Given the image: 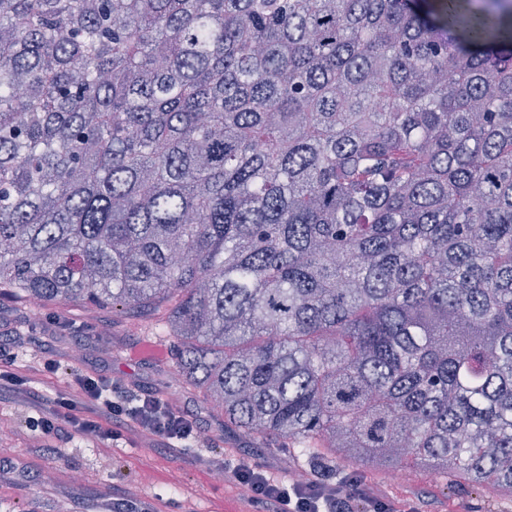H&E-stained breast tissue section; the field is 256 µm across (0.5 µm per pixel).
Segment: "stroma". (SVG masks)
Returning <instances> with one entry per match:
<instances>
[{"label": "stroma", "mask_w": 512, "mask_h": 512, "mask_svg": "<svg viewBox=\"0 0 512 512\" xmlns=\"http://www.w3.org/2000/svg\"><path fill=\"white\" fill-rule=\"evenodd\" d=\"M90 325L79 343L61 338L54 320ZM31 331L40 348L56 354L80 351V369L109 378L137 383L142 390L174 397L176 406L193 410L204 430L198 446L173 456L162 448L143 445L106 450L90 441H64L62 455L34 454V442L25 429L21 407L0 399V456L13 460L15 468L0 477V512H97L111 499L113 487L163 498L164 502L191 501L194 512H248L246 489L233 482L215 483L195 462L197 453L219 448L233 460L257 461L284 477L298 463L288 450L265 447L226 431L224 418L213 411L196 391L173 384L171 362L132 358L131 351L143 342L170 347L168 337L156 336L147 325L130 326L115 320L111 311L87 312L79 307L60 309L33 306L0 298V337L15 331ZM379 490L399 497L416 496L422 512H512V499L493 485L476 490L431 481L425 468H411L407 480L397 482L389 474L359 469Z\"/></svg>", "instance_id": "obj_1"}]
</instances>
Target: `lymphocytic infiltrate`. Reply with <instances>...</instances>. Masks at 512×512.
<instances>
[{"mask_svg": "<svg viewBox=\"0 0 512 512\" xmlns=\"http://www.w3.org/2000/svg\"><path fill=\"white\" fill-rule=\"evenodd\" d=\"M15 362V354L0 349V394H8L30 409L26 427L40 451L60 453L57 438L80 437L101 448L144 440L176 455L200 439L194 413L173 409L162 395L138 393L98 375L78 374L64 393L48 400L37 385L43 377L59 371V362L40 358L38 369L25 374L15 372ZM198 464L213 474H230L246 487L252 512H421L419 498L397 501L354 477L333 483L315 475L302 481H282L260 463L230 465L218 450L199 455Z\"/></svg>", "mask_w": 512, "mask_h": 512, "instance_id": "lymphocytic-infiltrate-1", "label": "lymphocytic infiltrate"}]
</instances>
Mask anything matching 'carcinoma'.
Instances as JSON below:
<instances>
[{"instance_id": "carcinoma-1", "label": "carcinoma", "mask_w": 512, "mask_h": 512, "mask_svg": "<svg viewBox=\"0 0 512 512\" xmlns=\"http://www.w3.org/2000/svg\"><path fill=\"white\" fill-rule=\"evenodd\" d=\"M0 0V294L156 320L306 470L512 497V0Z\"/></svg>"}]
</instances>
